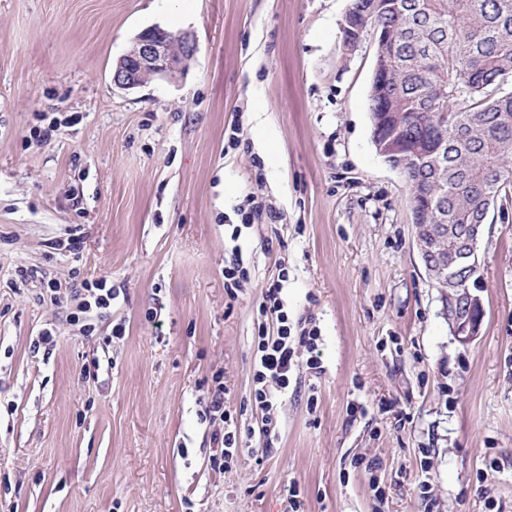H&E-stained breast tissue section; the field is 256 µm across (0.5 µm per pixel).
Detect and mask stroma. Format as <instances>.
Returning <instances> with one entry per match:
<instances>
[{
  "label": "stroma",
  "instance_id": "stroma-1",
  "mask_svg": "<svg viewBox=\"0 0 512 512\" xmlns=\"http://www.w3.org/2000/svg\"><path fill=\"white\" fill-rule=\"evenodd\" d=\"M350 4L0 0V512H288L292 484L305 512H512V194L460 344L372 142L376 38L345 46ZM153 26L195 34L185 74L114 86ZM250 194L279 221H243ZM102 278L120 295L75 321ZM277 281L323 371L298 364L267 414L252 378ZM218 372L241 430L222 473L200 416Z\"/></svg>",
  "mask_w": 512,
  "mask_h": 512
}]
</instances>
